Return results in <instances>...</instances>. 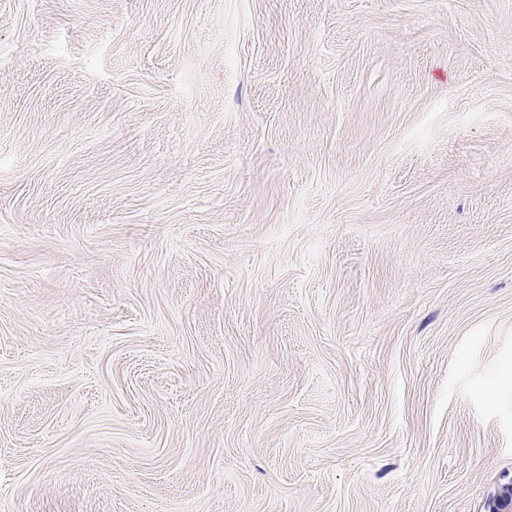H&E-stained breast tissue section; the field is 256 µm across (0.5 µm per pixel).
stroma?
Instances as JSON below:
<instances>
[{
  "label": "stroma",
  "mask_w": 512,
  "mask_h": 512,
  "mask_svg": "<svg viewBox=\"0 0 512 512\" xmlns=\"http://www.w3.org/2000/svg\"><path fill=\"white\" fill-rule=\"evenodd\" d=\"M509 481L512 0H0V512Z\"/></svg>",
  "instance_id": "stroma-1"
}]
</instances>
